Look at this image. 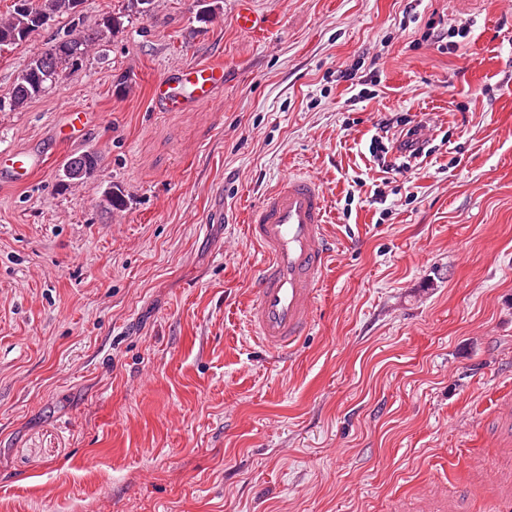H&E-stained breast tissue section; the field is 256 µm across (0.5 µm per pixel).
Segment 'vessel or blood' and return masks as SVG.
Listing matches in <instances>:
<instances>
[{
    "label": "vessel or blood",
    "mask_w": 512,
    "mask_h": 512,
    "mask_svg": "<svg viewBox=\"0 0 512 512\" xmlns=\"http://www.w3.org/2000/svg\"><path fill=\"white\" fill-rule=\"evenodd\" d=\"M223 89V63L202 61L166 73L153 87L152 102L160 112H187L216 100ZM94 119L88 110H71L64 115L59 132L77 138ZM43 164L42 153L34 149L0 152V182L27 184ZM327 212L319 183L290 171L249 215V238L263 259L246 321L266 349L292 350L311 327L318 286L332 254L324 232Z\"/></svg>",
    "instance_id": "obj_1"
}]
</instances>
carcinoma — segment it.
Instances as JSON below:
<instances>
[{
	"instance_id": "carcinoma-1",
	"label": "carcinoma",
	"mask_w": 512,
	"mask_h": 512,
	"mask_svg": "<svg viewBox=\"0 0 512 512\" xmlns=\"http://www.w3.org/2000/svg\"><path fill=\"white\" fill-rule=\"evenodd\" d=\"M84 0H14L13 9L0 18V50L29 40L50 28L58 19L80 17ZM154 0H123L122 11L106 14L94 23L84 25L48 42L55 52L48 56L44 50L35 52L21 70L11 91L0 97V112H15L28 102L57 85L62 71L87 58L91 52L102 50L123 29L124 19L131 15L148 16L154 10ZM100 167V156L86 151L69 157L63 169L62 181L89 179ZM107 210L125 205L118 187H110L103 195Z\"/></svg>"
}]
</instances>
